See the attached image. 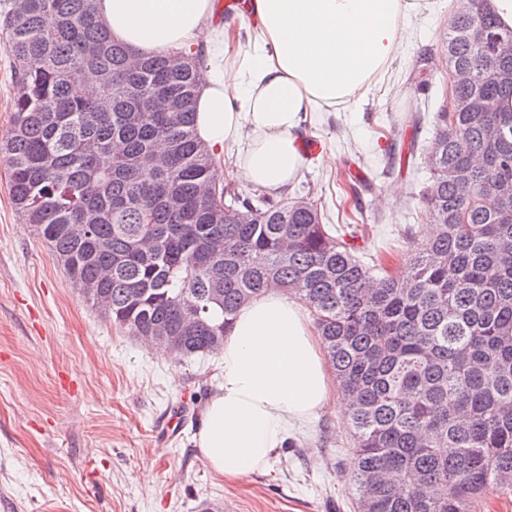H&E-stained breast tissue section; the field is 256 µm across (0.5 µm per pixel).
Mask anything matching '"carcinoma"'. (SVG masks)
Masks as SVG:
<instances>
[{"label": "carcinoma", "mask_w": 512, "mask_h": 512, "mask_svg": "<svg viewBox=\"0 0 512 512\" xmlns=\"http://www.w3.org/2000/svg\"><path fill=\"white\" fill-rule=\"evenodd\" d=\"M3 4L19 85L0 140L11 201L92 306L108 299L127 335L172 336L191 358L221 351L247 300L285 292L311 312L349 400L356 512H472L512 489V112L483 107L512 84L487 79L495 60L466 41L469 16L453 14L444 42L470 72L465 108L435 115L426 156L436 232L392 274L304 198L216 197L224 181L196 136L198 54L132 55L96 0ZM471 14L512 39L486 0Z\"/></svg>", "instance_id": "carcinoma-1"}]
</instances>
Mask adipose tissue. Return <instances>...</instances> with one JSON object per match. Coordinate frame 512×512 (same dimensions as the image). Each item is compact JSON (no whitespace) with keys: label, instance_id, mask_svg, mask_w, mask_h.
I'll return each mask as SVG.
<instances>
[{"label":"adipose tissue","instance_id":"ef3b65f1","mask_svg":"<svg viewBox=\"0 0 512 512\" xmlns=\"http://www.w3.org/2000/svg\"><path fill=\"white\" fill-rule=\"evenodd\" d=\"M213 0H97V18L133 53L205 45L197 135L243 147L239 175L279 193L303 164L308 112L347 105L382 77L422 0H244L259 42L229 51L210 37ZM332 383L300 306L273 291L247 301L224 338L220 383L196 445L217 475L245 478L282 446L289 424L330 400Z\"/></svg>","mask_w":512,"mask_h":512}]
</instances>
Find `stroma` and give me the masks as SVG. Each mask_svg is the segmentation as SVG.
Returning <instances> with one entry per match:
<instances>
[{
	"label": "stroma",
	"mask_w": 512,
	"mask_h": 512,
	"mask_svg": "<svg viewBox=\"0 0 512 512\" xmlns=\"http://www.w3.org/2000/svg\"><path fill=\"white\" fill-rule=\"evenodd\" d=\"M456 0H425L385 76L348 108L307 115L305 156L278 196L317 204L329 229L370 225L356 253L420 250L414 220L430 180L424 158L448 103L444 36ZM219 358L159 354L113 327L18 217L0 160V512H354L343 397L288 435L241 481L214 474L195 446ZM184 426L164 437L168 413Z\"/></svg>",
	"instance_id": "35a3bbf8"
}]
</instances>
